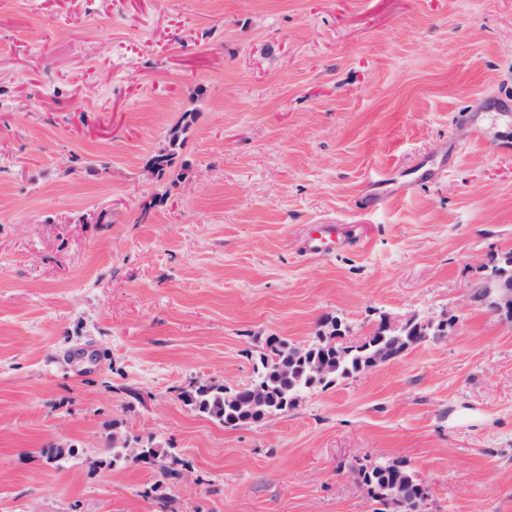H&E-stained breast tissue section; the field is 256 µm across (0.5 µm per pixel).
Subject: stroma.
Returning <instances> with one entry per match:
<instances>
[{
    "label": "stroma",
    "mask_w": 512,
    "mask_h": 512,
    "mask_svg": "<svg viewBox=\"0 0 512 512\" xmlns=\"http://www.w3.org/2000/svg\"><path fill=\"white\" fill-rule=\"evenodd\" d=\"M506 99L512 0H0V512H373L375 461L512 512V326L466 300L512 250ZM414 312L458 329L278 417L180 398ZM190 116L188 112L184 113L174 127L170 129L167 147L161 148L159 154L153 158V166L156 168L158 174H163L166 168H170L173 164V160L177 154V149L183 144L184 140H181L182 134H184L190 126L187 121V117ZM225 394L229 395L231 389L226 385ZM224 387L199 386L195 393H186V402L194 404L199 412L218 420L224 427L237 428L248 423L258 421L260 414H254L250 418L239 415L230 400L224 394Z\"/></svg>",
    "instance_id": "stroma-1"
}]
</instances>
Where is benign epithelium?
Here are the masks:
<instances>
[{
	"label": "benign epithelium",
	"instance_id": "obj_1",
	"mask_svg": "<svg viewBox=\"0 0 512 512\" xmlns=\"http://www.w3.org/2000/svg\"><path fill=\"white\" fill-rule=\"evenodd\" d=\"M497 269L494 274L484 277L480 287H469V299L475 306L486 309L499 319L512 324V253L509 251L500 254L495 259ZM459 317H443L434 322L419 317L417 314L406 316L384 315L378 327L380 335L390 333L396 336L394 343L386 344L377 349L370 356L367 368H375L386 365L399 358V356L410 348V345L401 338L403 334L416 332L424 336L434 332L440 336H447L458 326ZM268 387L266 384L254 381L247 386V395L238 399L242 412L251 413L265 404L267 400Z\"/></svg>",
	"mask_w": 512,
	"mask_h": 512
}]
</instances>
